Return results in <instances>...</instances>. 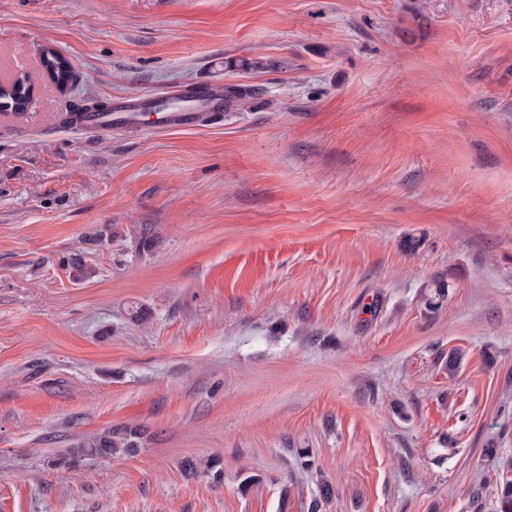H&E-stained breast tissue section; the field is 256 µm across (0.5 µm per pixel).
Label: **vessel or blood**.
<instances>
[{
	"instance_id": "b4317fda",
	"label": "vessel or blood",
	"mask_w": 512,
	"mask_h": 512,
	"mask_svg": "<svg viewBox=\"0 0 512 512\" xmlns=\"http://www.w3.org/2000/svg\"><path fill=\"white\" fill-rule=\"evenodd\" d=\"M223 110L222 85H188L174 93L125 97L115 101L106 112L75 108L70 125L77 130L91 132L134 130L140 128L143 113L151 112L155 115L156 128H193L206 118L221 116Z\"/></svg>"
}]
</instances>
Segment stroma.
Listing matches in <instances>:
<instances>
[{
  "instance_id": "stroma-1",
  "label": "stroma",
  "mask_w": 512,
  "mask_h": 512,
  "mask_svg": "<svg viewBox=\"0 0 512 512\" xmlns=\"http://www.w3.org/2000/svg\"><path fill=\"white\" fill-rule=\"evenodd\" d=\"M19 73L32 104L0 112V512H497L512 0H0V77ZM211 82L253 87L249 106L182 130L63 124ZM126 426L136 455L52 467ZM210 458L221 475L185 474Z\"/></svg>"
}]
</instances>
